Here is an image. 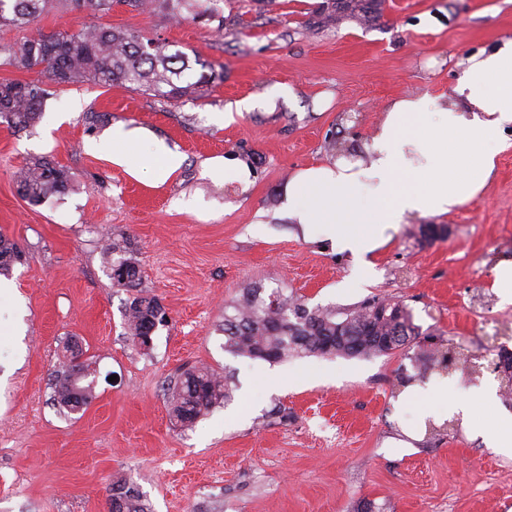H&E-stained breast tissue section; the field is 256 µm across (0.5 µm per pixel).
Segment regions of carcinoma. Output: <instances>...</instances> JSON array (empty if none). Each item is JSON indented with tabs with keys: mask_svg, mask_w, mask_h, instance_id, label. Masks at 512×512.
<instances>
[{
	"mask_svg": "<svg viewBox=\"0 0 512 512\" xmlns=\"http://www.w3.org/2000/svg\"><path fill=\"white\" fill-rule=\"evenodd\" d=\"M213 0H0V27L30 29L36 18L54 5L72 4L92 12H109L116 4H128L141 11L164 12L170 18H183L187 10L197 17L213 11ZM385 0H331V9L319 12L325 19L356 18L364 23L380 17ZM3 65L18 70L35 68L60 78L63 83L93 80L102 85L124 83L146 90L166 100L201 98L206 95L211 76L197 73L188 55L171 53L168 44L143 40L136 30L93 27L76 33L43 35L37 33L0 48ZM44 89L33 82H0V121L21 131L39 119ZM69 170L45 157H37L23 166L18 175L22 195L37 204L52 194L66 192L71 185ZM21 250L0 235V272H8L21 261ZM112 280L122 288H138L140 271L132 259L112 263ZM224 313V348L235 356L276 363L288 358L316 355L322 357H374L410 349L422 335L407 305L385 304L380 297H369L351 307H308L304 300L286 296L281 289L267 292L246 288ZM125 326L133 342L149 334L154 321L166 319V312L154 297L136 293L125 306ZM477 356L463 348L440 349L436 343L416 357L418 375L431 370L451 372L467 369L475 374ZM96 373L92 364L76 369L62 362L56 371L52 401L69 414L88 405L93 383L83 384ZM232 400L230 379L203 369L182 372L170 387L171 413L184 429L218 404ZM110 512H151L138 490L125 481L112 483Z\"/></svg>",
	"mask_w": 512,
	"mask_h": 512,
	"instance_id": "cac0c4a2",
	"label": "carcinoma"
}]
</instances>
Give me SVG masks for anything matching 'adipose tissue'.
<instances>
[{
    "instance_id": "adipose-tissue-1",
    "label": "adipose tissue",
    "mask_w": 512,
    "mask_h": 512,
    "mask_svg": "<svg viewBox=\"0 0 512 512\" xmlns=\"http://www.w3.org/2000/svg\"><path fill=\"white\" fill-rule=\"evenodd\" d=\"M450 98L391 101L364 158L298 170L280 209L359 265L398 225L451 213L485 188L512 127V39L467 55Z\"/></svg>"
}]
</instances>
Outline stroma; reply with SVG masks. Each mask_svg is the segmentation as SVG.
<instances>
[{"mask_svg":"<svg viewBox=\"0 0 512 512\" xmlns=\"http://www.w3.org/2000/svg\"><path fill=\"white\" fill-rule=\"evenodd\" d=\"M323 2L217 0L213 16L179 21L57 6L36 21L46 35L98 25L166 41L212 66L197 100L0 68V81L47 92L33 128L0 124V234L25 256L0 290V512H109L121 477L152 512H355L364 500L380 512H512V451L457 417L427 432L409 400L444 378L449 397L487 394L480 413L511 425L496 374L421 377L409 352L273 364L224 349L225 305L260 286L311 307L400 300L437 340L512 351V302L493 286L495 264L512 258V146L482 195L441 217L446 238L423 243L420 221L398 225L360 271L279 209L298 169L335 161L329 143L364 141L394 97L449 95L461 57L512 39V0H385L376 23L319 29ZM120 124L145 130L139 155L164 144L181 167L157 186L113 165L106 135ZM33 157L69 169V190L29 203L17 175ZM221 157L248 165V191L214 171ZM108 243L132 251L142 293L167 312L150 347L126 334L129 293L112 281ZM73 339L97 373L91 403L66 415L50 397ZM188 368L230 376L233 399L184 430L168 397Z\"/></svg>","mask_w":512,"mask_h":512,"instance_id":"1","label":"stroma"}]
</instances>
